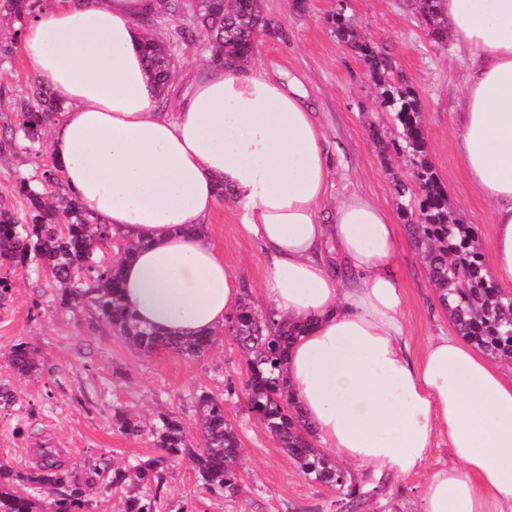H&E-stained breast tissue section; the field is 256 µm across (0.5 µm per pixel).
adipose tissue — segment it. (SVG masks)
I'll list each match as a JSON object with an SVG mask.
<instances>
[{"label": "adipose tissue", "instance_id": "adipose-tissue-1", "mask_svg": "<svg viewBox=\"0 0 512 512\" xmlns=\"http://www.w3.org/2000/svg\"><path fill=\"white\" fill-rule=\"evenodd\" d=\"M155 0H56L22 49L65 112L52 149L83 206L138 243L121 266L137 321L169 336L224 326L241 290L203 232L235 206L264 254V302L301 333L291 392L315 445L376 475L418 474L435 435L456 461L427 479L423 512H512V374L459 337L413 356L387 210L352 192L322 223L333 164L296 82L213 67L175 116L157 111L137 24ZM464 60L455 147L495 236L490 269L512 288V0H443ZM349 274L339 277L335 263Z\"/></svg>", "mask_w": 512, "mask_h": 512}]
</instances>
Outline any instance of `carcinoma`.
<instances>
[{
  "mask_svg": "<svg viewBox=\"0 0 512 512\" xmlns=\"http://www.w3.org/2000/svg\"><path fill=\"white\" fill-rule=\"evenodd\" d=\"M413 2L429 37L447 46L441 0ZM33 7L32 0H0L3 16L21 24L32 16ZM162 7L171 15L190 18L192 26L179 30V40L191 41L199 31L209 35L210 57L220 66L228 59L241 61L251 54L262 22L257 0H162ZM334 19L337 37L349 43L381 89L383 103L391 109L399 128L397 150L413 164L412 179L418 190L397 183V209L422 254L439 303L463 339L490 358L512 364V295L492 278L475 228L463 223L453 210L429 161L420 99L408 85L393 82L389 54L359 37L343 14L336 13ZM144 57L158 103L163 104L171 88L172 49L152 40L144 45ZM62 112L64 108L48 83L34 81L29 97L17 106L14 122L6 128L5 141L21 145L38 159L43 157L44 131L61 119ZM59 171L54 162L38 182L20 180L18 191L27 200L23 215L0 207V265L13 269L34 260L41 262L62 288L61 306L75 310L91 305L117 335L143 354L150 355L161 346L191 357L206 353L218 340L217 334L164 336L136 321L123 301L120 282L121 262L130 256L132 247H123L111 260L100 256L99 245L112 239L107 225L86 210L57 176ZM48 185L56 188V205L47 201ZM225 328L239 344L247 366L242 386L245 411L264 425L306 479L336 489L343 512H359L371 492L361 490L350 474L314 445L313 430L287 382L288 350L302 328L274 322L246 294ZM9 363L21 375L39 370L36 358L23 343L11 349ZM194 403L203 441L199 448L189 442L180 421L161 415L149 426L161 455L122 470L99 467L83 482L57 459L53 448L40 449L42 464L32 470L1 463L0 512H88L87 488L92 485L121 490L123 512H159L158 501L173 458L187 460L207 490L236 497L241 491L237 462L243 452L238 430L225 415L223 398L203 391L194 397ZM115 419L124 434L137 436L143 431L141 423L124 412L116 413Z\"/></svg>",
  "mask_w": 512,
  "mask_h": 512,
  "instance_id": "carcinoma-1",
  "label": "carcinoma"
}]
</instances>
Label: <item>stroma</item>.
<instances>
[{
    "label": "stroma",
    "instance_id": "stroma-1",
    "mask_svg": "<svg viewBox=\"0 0 512 512\" xmlns=\"http://www.w3.org/2000/svg\"><path fill=\"white\" fill-rule=\"evenodd\" d=\"M267 26L260 31L252 61L281 81H299L323 130L336 165L328 202L348 192L362 193L385 206L400 227L395 272L404 291L409 343L422 353L432 337L454 333L439 305L425 266L407 229L400 226L394 196L396 181L411 182L412 164L394 149L399 135L366 64L339 40L332 16L344 11L358 33L389 48L395 72L401 73L422 103L428 156L463 221L475 225L483 253H490L494 225L487 205L473 194L457 156L450 115L462 94L461 63L453 50L437 48L405 0H262ZM185 17L158 15L153 33L173 46L175 69L165 112L175 113L191 86L211 62L204 37L186 44L176 31ZM36 75L21 49L0 57V127L12 121L18 100ZM44 159L18 148H0V204L15 212L27 209L18 192L20 178H39ZM205 233L221 251L224 263L255 306L263 304L265 259L258 244L241 230L239 212L221 205ZM13 287L0 301V384L17 405L0 406V463L19 469L35 466L37 449L56 448L79 478L93 468L123 467L156 455L150 432L121 433L115 410L153 420L158 414L179 417L193 445H200L193 398L200 391L223 397L227 417L238 426L245 450L243 489L232 499L206 490L188 462L175 460L161 492L164 502H180L194 512H340L335 488L306 480L264 426L248 417L242 394H228L227 384L242 386L243 354L230 335H222L206 355L191 358L176 351L144 356L133 350L99 319L92 306L72 311L56 302L49 269L10 271ZM27 344L38 355L40 370L18 375L8 362L10 349ZM373 490L366 512H422L423 476L378 480L361 474Z\"/></svg>",
    "mask_w": 512,
    "mask_h": 512
}]
</instances>
